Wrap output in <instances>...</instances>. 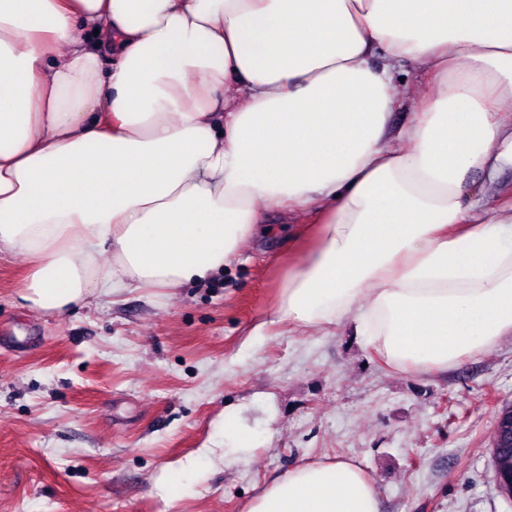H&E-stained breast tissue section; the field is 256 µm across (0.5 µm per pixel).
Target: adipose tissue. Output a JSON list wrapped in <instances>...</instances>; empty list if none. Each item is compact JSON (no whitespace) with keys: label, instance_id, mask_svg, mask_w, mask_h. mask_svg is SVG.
I'll use <instances>...</instances> for the list:
<instances>
[{"label":"adipose tissue","instance_id":"1","mask_svg":"<svg viewBox=\"0 0 512 512\" xmlns=\"http://www.w3.org/2000/svg\"><path fill=\"white\" fill-rule=\"evenodd\" d=\"M407 60L435 93L403 91ZM507 103L512 0H0V254L59 314L205 279L273 207L315 231L272 323L445 370L512 335V207L486 201ZM247 512L380 505L356 462L318 461Z\"/></svg>","mask_w":512,"mask_h":512}]
</instances>
